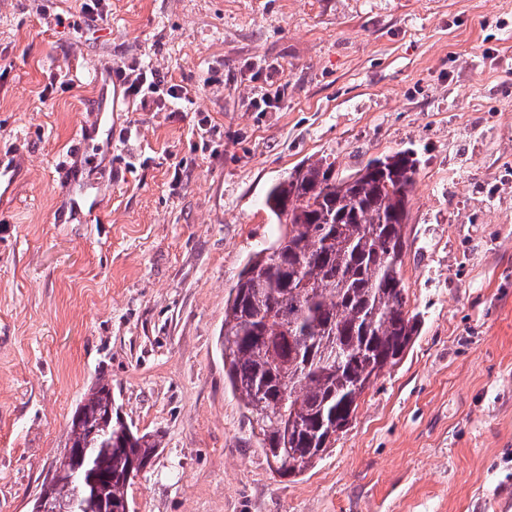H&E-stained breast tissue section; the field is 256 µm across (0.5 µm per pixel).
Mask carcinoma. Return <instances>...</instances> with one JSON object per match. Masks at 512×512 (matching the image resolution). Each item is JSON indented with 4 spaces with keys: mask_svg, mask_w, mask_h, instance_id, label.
<instances>
[{
    "mask_svg": "<svg viewBox=\"0 0 512 512\" xmlns=\"http://www.w3.org/2000/svg\"><path fill=\"white\" fill-rule=\"evenodd\" d=\"M416 160L407 151L368 160L346 176L317 160L274 183L265 207L277 234L249 258L224 303L221 351L251 435L281 477H297L331 452L370 388L403 359L417 318L402 279L404 228ZM68 426L85 465L54 485L56 512L124 509L127 473L153 462L160 442L107 416L112 382L100 377ZM112 475L103 495L92 479Z\"/></svg>",
    "mask_w": 512,
    "mask_h": 512,
    "instance_id": "carcinoma-1",
    "label": "carcinoma"
}]
</instances>
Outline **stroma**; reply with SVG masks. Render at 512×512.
Instances as JSON below:
<instances>
[{"instance_id": "stroma-1", "label": "stroma", "mask_w": 512, "mask_h": 512, "mask_svg": "<svg viewBox=\"0 0 512 512\" xmlns=\"http://www.w3.org/2000/svg\"><path fill=\"white\" fill-rule=\"evenodd\" d=\"M0 0V512H32L97 377L157 436L133 512H494L512 497V0ZM152 64L195 107L122 105L97 224L57 221L94 62ZM288 105L256 112L258 67ZM61 82L51 98L42 91ZM224 137L198 150V112ZM417 161L402 269L419 330L304 475L277 476L224 373V301L276 230L270 186ZM184 164L181 185L171 173Z\"/></svg>"}]
</instances>
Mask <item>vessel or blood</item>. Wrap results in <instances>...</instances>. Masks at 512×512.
I'll return each mask as SVG.
<instances>
[{
	"instance_id": "vessel-or-blood-1",
	"label": "vessel or blood",
	"mask_w": 512,
	"mask_h": 512,
	"mask_svg": "<svg viewBox=\"0 0 512 512\" xmlns=\"http://www.w3.org/2000/svg\"><path fill=\"white\" fill-rule=\"evenodd\" d=\"M116 66L112 62L98 65L92 72L94 84L111 83V94L96 95L90 100V113L81 127L79 142L72 151L73 176L65 182V198L58 209L59 217H81L97 221L101 212L102 190L98 184L80 180L82 168L93 166L101 152L112 149V114L122 103L121 89L117 87Z\"/></svg>"
}]
</instances>
